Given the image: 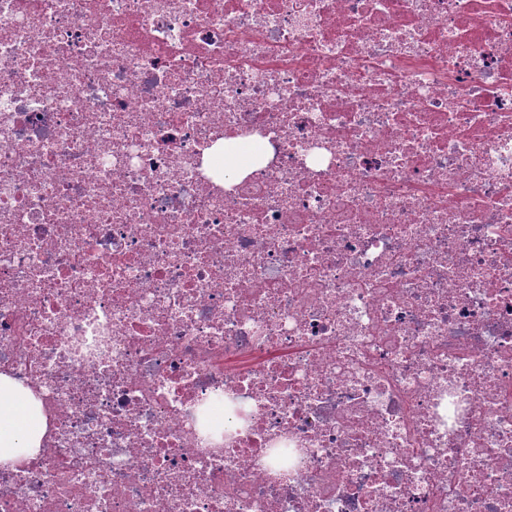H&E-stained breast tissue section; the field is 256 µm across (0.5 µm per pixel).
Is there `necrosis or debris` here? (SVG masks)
<instances>
[{
  "label": "necrosis or debris",
  "mask_w": 512,
  "mask_h": 512,
  "mask_svg": "<svg viewBox=\"0 0 512 512\" xmlns=\"http://www.w3.org/2000/svg\"><path fill=\"white\" fill-rule=\"evenodd\" d=\"M0 373V512H512V0H0ZM31 392L0 374V465L34 457L46 431V420L33 408Z\"/></svg>",
  "instance_id": "necrosis-or-debris-1"
}]
</instances>
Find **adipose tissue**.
<instances>
[{"label":"adipose tissue","instance_id":"ef3b65f1","mask_svg":"<svg viewBox=\"0 0 512 512\" xmlns=\"http://www.w3.org/2000/svg\"><path fill=\"white\" fill-rule=\"evenodd\" d=\"M31 392L0 374V465L34 457L46 431V420L33 408Z\"/></svg>","mask_w":512,"mask_h":512}]
</instances>
